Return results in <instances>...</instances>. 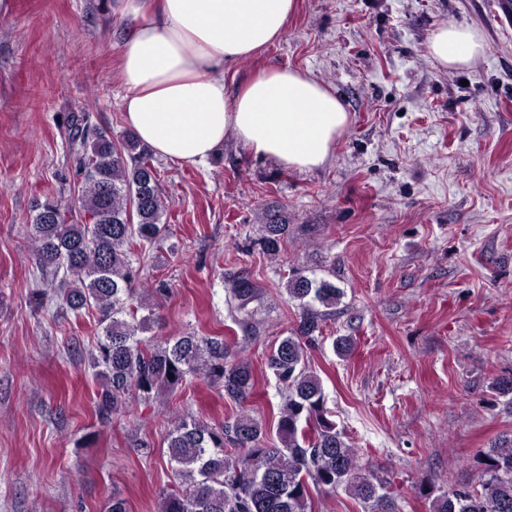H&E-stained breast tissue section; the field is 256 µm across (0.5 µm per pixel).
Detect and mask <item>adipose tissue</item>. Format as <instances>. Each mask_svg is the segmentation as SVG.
Returning <instances> with one entry per match:
<instances>
[{
	"mask_svg": "<svg viewBox=\"0 0 512 512\" xmlns=\"http://www.w3.org/2000/svg\"><path fill=\"white\" fill-rule=\"evenodd\" d=\"M296 0H121L135 17L122 40L121 106L127 127L155 155L205 163L234 137L280 168L325 164L349 123L343 102L310 74L259 72L229 90L225 65L254 56L279 38ZM484 51L474 27L448 22L427 54L444 68L469 66Z\"/></svg>",
	"mask_w": 512,
	"mask_h": 512,
	"instance_id": "1",
	"label": "adipose tissue"
}]
</instances>
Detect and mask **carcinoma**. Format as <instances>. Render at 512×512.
I'll return each mask as SVG.
<instances>
[{"label": "carcinoma", "instance_id": "carcinoma-1", "mask_svg": "<svg viewBox=\"0 0 512 512\" xmlns=\"http://www.w3.org/2000/svg\"><path fill=\"white\" fill-rule=\"evenodd\" d=\"M69 150L81 175L80 222L69 221L71 208L53 196L36 202L27 238L44 287L32 289L31 297L42 308L53 305L76 318L97 316L102 332L89 368L104 379L99 420L110 422L134 395L148 402L194 378L218 381L224 396L246 401L255 387L252 368L247 361L229 360L224 340L194 334L173 341L141 337L154 322L151 305L136 291L143 279L141 259L169 231L162 223L165 202L149 149L132 134L117 143L91 135L86 117L75 115ZM262 229L259 249L278 254L288 224L267 212ZM256 291L248 278H238L231 289L235 308L244 310ZM286 292L299 302L300 321L268 358L284 388L277 422L281 446L269 445L265 427L247 414L220 425L177 417L167 434L175 484L160 495L158 512H312L311 489L338 487L370 505V512H395L384 482L362 472L355 449L330 418L319 377L306 365L307 350L341 290L295 269ZM142 309L148 314L139 315ZM480 465L476 484L436 495L431 512H512V435L483 452Z\"/></svg>", "mask_w": 512, "mask_h": 512}]
</instances>
